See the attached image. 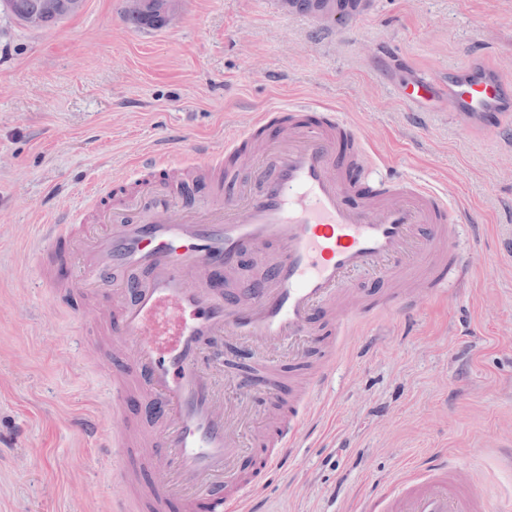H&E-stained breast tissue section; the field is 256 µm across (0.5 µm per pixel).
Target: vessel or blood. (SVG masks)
Returning a JSON list of instances; mask_svg holds the SVG:
<instances>
[{
    "label": "vessel or blood",
    "instance_id": "b4317fda",
    "mask_svg": "<svg viewBox=\"0 0 512 512\" xmlns=\"http://www.w3.org/2000/svg\"><path fill=\"white\" fill-rule=\"evenodd\" d=\"M444 98L466 124H487L512 112V91L497 77L449 68L440 80L403 86L406 103ZM304 104L256 113L229 135L224 151L198 160L205 169L234 160L254 165L244 152L260 129L293 117L278 136L272 159L259 167L257 192L238 189L217 198L203 214L178 209L171 189L156 183L121 202L104 205L91 186L82 208L35 225L38 273L55 279L70 271L77 297L111 295L100 309L85 307L80 325L100 330L112 344L98 368L112 394V426L78 418L80 431L118 451L113 478L122 493L112 512H239L262 476L290 456L309 411L329 377L320 367L306 394L283 421L260 474L231 469L239 453L244 395L281 397L273 355L285 343L330 333L355 276L379 275L391 288L383 309H403L427 296L447 295L465 282L472 261L449 241L461 221L446 193L412 177L379 175L367 137L342 114L323 110L308 123ZM93 211L94 223L83 221ZM268 258L253 288L224 296V282L247 259ZM260 353L263 379L235 373L216 387L217 343ZM358 512H487L469 470L439 461L409 470L359 502Z\"/></svg>",
    "mask_w": 512,
    "mask_h": 512
}]
</instances>
